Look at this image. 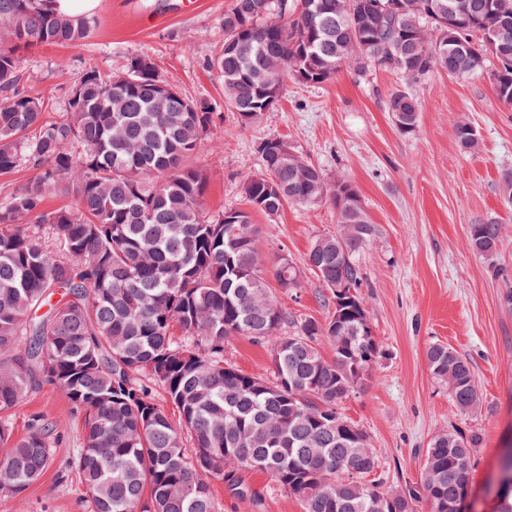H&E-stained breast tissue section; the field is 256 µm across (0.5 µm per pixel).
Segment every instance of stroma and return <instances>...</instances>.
<instances>
[{"label": "stroma", "mask_w": 512, "mask_h": 512, "mask_svg": "<svg viewBox=\"0 0 512 512\" xmlns=\"http://www.w3.org/2000/svg\"><path fill=\"white\" fill-rule=\"evenodd\" d=\"M230 0H98L97 25L80 46H43L21 56L28 94L48 101L46 121L65 112L71 91L86 69L122 71L141 55L160 75L174 80L185 97L213 104L220 118L196 162L210 177L206 208L218 214L241 210V182L260 170L257 146L280 138L321 167L328 179L347 176L377 227L361 250L360 293L370 314L381 358L370 378L341 406L344 417L366 432L387 489L415 484L422 452L442 433L474 431L481 444L469 476L470 512H495L499 461L512 442V203L500 173L512 169V109L497 99L489 60L486 73L457 77L442 70L412 84L419 104L414 133L396 126L386 104L400 76L344 66L322 84L288 82L278 103L252 124H241L224 107V84L208 60L224 44L222 19ZM471 125L476 149L460 146L455 127ZM262 228L266 260L287 255L303 267L299 287L276 290L290 317L323 322L331 310L324 288L305 270L307 253L319 237L336 234L335 209L327 203L290 204L273 218L253 214ZM495 222L501 243L491 257L474 252L469 227ZM442 343L472 363L480 402L460 413L445 384L432 375L426 350ZM225 360L246 373L271 369L266 348L234 340ZM58 419L61 439L54 464L22 493L0 497V512H90L73 462L82 446L83 421L65 396L43 391L23 399L12 412L15 434L30 415ZM247 496L212 481L223 512H303L301 501L261 472L242 471Z\"/></svg>", "instance_id": "35a3bbf8"}]
</instances>
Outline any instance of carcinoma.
<instances>
[{"instance_id":"1","label":"carcinoma","mask_w":512,"mask_h":512,"mask_svg":"<svg viewBox=\"0 0 512 512\" xmlns=\"http://www.w3.org/2000/svg\"><path fill=\"white\" fill-rule=\"evenodd\" d=\"M494 1L512 12V0H462L466 23L450 26L433 11L438 0H231L224 46L208 67L243 124L259 120L287 80L321 84L344 65L412 84L437 68L479 74L492 57L496 96L512 108V25L495 51L479 36L499 23ZM46 2L0 0V176L23 156L38 170L0 202V446L9 448L0 496L23 492L54 463L55 419L33 415L20 437L9 424L19 402L50 387L84 416L74 467L91 512H222L210 480L231 481L242 469L269 474L304 512H418L423 503L456 512L478 434L434 437L419 482L388 491L369 479V441L338 414L381 358L365 331L355 259L377 228L350 180L340 175L330 187L320 167L267 139L263 170L242 183L249 210L210 214L209 177L192 159L216 112L184 97L146 56L130 58L120 75L88 69L62 118L44 123L45 102L20 88L21 52L78 45L97 25L93 16L57 15ZM462 41L471 45L464 54ZM441 43L448 53L435 52ZM387 108L402 131L416 130L411 92L392 93ZM456 134L462 147H477L469 124ZM58 194L73 204L47 208ZM323 201L346 234L316 239L306 264L332 312L324 324L296 323L269 282L295 288L302 271L282 256L264 266L251 213L272 218L290 203ZM501 235L499 224H473L468 241L491 256ZM338 280L351 295L336 294ZM239 337L267 348L270 375L224 361L225 344ZM426 357L459 410L479 404L466 359L441 343ZM157 387L178 419L156 401Z\"/></svg>"}]
</instances>
